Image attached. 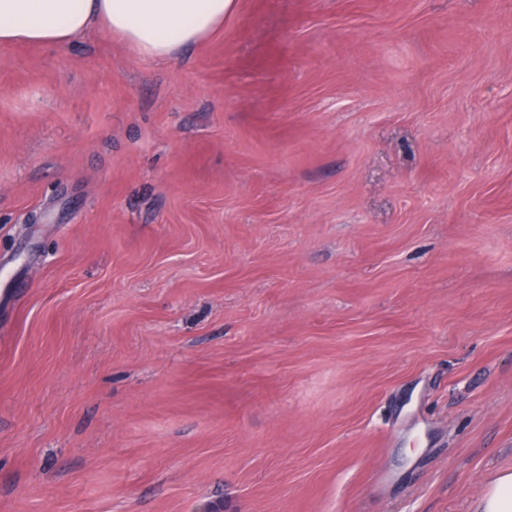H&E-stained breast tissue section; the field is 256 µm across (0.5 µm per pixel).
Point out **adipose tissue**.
<instances>
[{"label": "adipose tissue", "instance_id": "1", "mask_svg": "<svg viewBox=\"0 0 512 512\" xmlns=\"http://www.w3.org/2000/svg\"><path fill=\"white\" fill-rule=\"evenodd\" d=\"M239 0H0V47L60 46L97 34L169 61L223 34Z\"/></svg>", "mask_w": 512, "mask_h": 512}]
</instances>
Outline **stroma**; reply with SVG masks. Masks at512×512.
<instances>
[{
    "label": "stroma",
    "mask_w": 512,
    "mask_h": 512,
    "mask_svg": "<svg viewBox=\"0 0 512 512\" xmlns=\"http://www.w3.org/2000/svg\"><path fill=\"white\" fill-rule=\"evenodd\" d=\"M1 288L0 512H471L512 471V0L0 48Z\"/></svg>",
    "instance_id": "stroma-1"
}]
</instances>
